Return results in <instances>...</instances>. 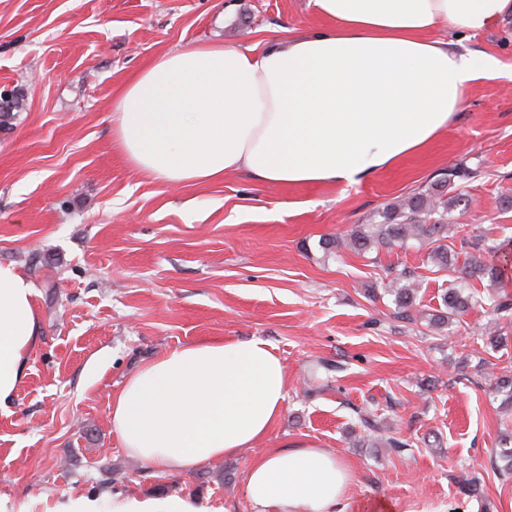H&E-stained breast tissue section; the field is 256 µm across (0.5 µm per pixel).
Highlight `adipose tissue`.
Wrapping results in <instances>:
<instances>
[{
  "label": "adipose tissue",
  "instance_id": "adipose-tissue-1",
  "mask_svg": "<svg viewBox=\"0 0 512 512\" xmlns=\"http://www.w3.org/2000/svg\"><path fill=\"white\" fill-rule=\"evenodd\" d=\"M325 28H279L262 50L199 44L165 53L117 97L112 133L138 171L165 185L245 173L259 184L351 187L424 152L471 87L497 66L439 31L482 33L512 0H309ZM30 281L0 265V402L40 334ZM286 372L269 343H187L113 395L112 428L142 463L189 472L238 455L282 415ZM352 467L313 444L284 445L244 476L252 512H352Z\"/></svg>",
  "mask_w": 512,
  "mask_h": 512
}]
</instances>
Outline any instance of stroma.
Here are the masks:
<instances>
[{
	"instance_id": "35a3bbf8",
	"label": "stroma",
	"mask_w": 512,
	"mask_h": 512,
	"mask_svg": "<svg viewBox=\"0 0 512 512\" xmlns=\"http://www.w3.org/2000/svg\"><path fill=\"white\" fill-rule=\"evenodd\" d=\"M308 0H0V97L25 107L0 127V264L35 289L39 340L15 394L0 404V512H112L176 496L196 512H249L243 476L257 454L313 443L355 473V512L471 502L506 512L512 478L493 465L512 405L488 369L491 302L429 327L455 275L426 241L356 254L328 251L395 198L461 166L470 195L448 216L477 235L512 237V19L477 36L448 29L462 53L495 57L447 133L358 185L267 187L247 175L168 187L125 159L112 102L163 53L203 43L245 47L275 29L323 27ZM414 271L411 312L384 288ZM260 338L288 378L286 408L264 439L190 472L150 468L112 429V395L141 366L192 341ZM381 421L360 437L358 414ZM408 450L387 448L389 439ZM478 477L481 496L460 480Z\"/></svg>"
}]
</instances>
